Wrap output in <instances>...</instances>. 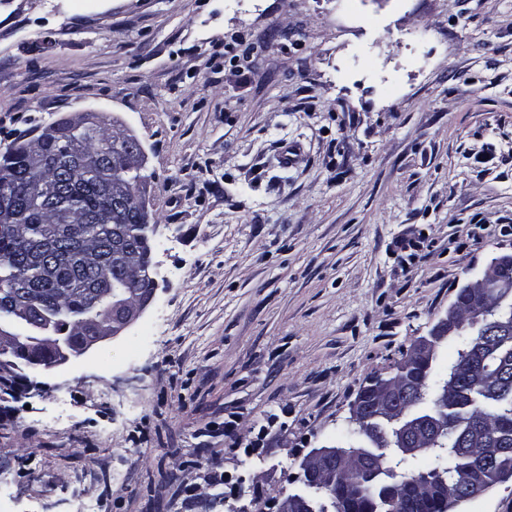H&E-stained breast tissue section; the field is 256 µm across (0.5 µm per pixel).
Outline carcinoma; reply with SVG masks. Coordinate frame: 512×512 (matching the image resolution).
I'll return each instance as SVG.
<instances>
[{
	"mask_svg": "<svg viewBox=\"0 0 512 512\" xmlns=\"http://www.w3.org/2000/svg\"><path fill=\"white\" fill-rule=\"evenodd\" d=\"M60 138L80 140L88 160L86 164H78L76 179L63 202L93 214L94 221L77 224L73 229L49 223L48 204L39 197L26 174L22 145L16 144L0 155V169L13 171L19 196L18 236L6 231L0 233V306L19 298L28 301L26 317L0 323V336L11 339V344L0 345V362L13 365L22 377L26 370L37 369L44 363L67 361L52 343V337H67L70 351L83 354L101 335L126 324L129 293L139 291L147 295L153 289L149 279L103 284L85 271L81 258L83 236L97 238L104 264L112 267L120 262L119 247L130 240L138 244L141 258H146L144 240L149 238V227L141 224V215L136 209L130 210L121 224H107L102 220V215L112 206L109 192L112 182L122 181L134 192L138 175L127 173L120 162H112V149L101 134V128L93 122L62 127ZM498 268V277L484 289L488 301L498 299L506 289L512 290V256L500 258ZM77 317L83 319L84 328L82 333L73 336L69 321ZM495 323L496 317L490 315L475 328L467 325L448 330L456 356L448 363L444 374L435 378L434 367L418 368L416 403L433 409L439 403L434 393L442 390L464 363L487 374L491 382L484 390L467 385L448 398V427L432 447L425 450L432 458L424 467L419 466L422 454L400 453L392 427L380 428V437H388L379 452L383 472L375 480L366 473L354 475L359 487L355 512H392L383 494L388 484L399 479L435 482L450 500L460 496L464 478H469L472 484L481 483L483 466L473 459L476 449L469 441L483 425L496 429L502 448L489 468L512 473V372H500L498 363L500 355L512 358V337L496 354H488L481 347V336ZM12 326L15 327L13 332L10 331ZM405 512L445 510L436 501L421 502L410 496Z\"/></svg>",
	"mask_w": 512,
	"mask_h": 512,
	"instance_id": "1",
	"label": "carcinoma"
}]
</instances>
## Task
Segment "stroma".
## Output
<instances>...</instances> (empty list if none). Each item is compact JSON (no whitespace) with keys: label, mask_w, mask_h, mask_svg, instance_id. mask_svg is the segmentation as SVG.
<instances>
[{"label":"stroma","mask_w":512,"mask_h":512,"mask_svg":"<svg viewBox=\"0 0 512 512\" xmlns=\"http://www.w3.org/2000/svg\"><path fill=\"white\" fill-rule=\"evenodd\" d=\"M88 112L144 148L156 293L31 373L0 512H180L199 461L213 512H274L512 255V0H0V154Z\"/></svg>","instance_id":"35a3bbf8"}]
</instances>
